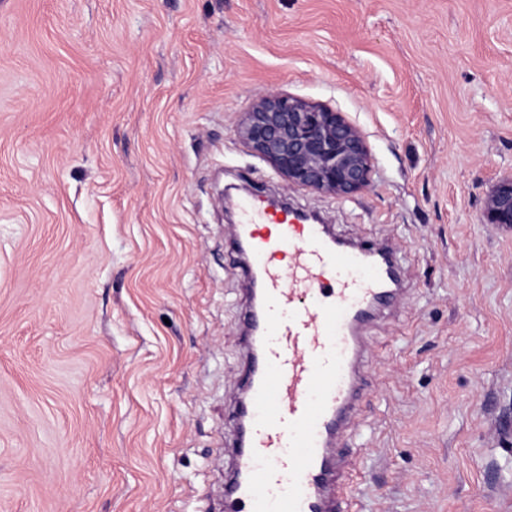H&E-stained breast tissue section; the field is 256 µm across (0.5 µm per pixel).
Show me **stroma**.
<instances>
[{"label":"stroma","instance_id":"1","mask_svg":"<svg viewBox=\"0 0 512 512\" xmlns=\"http://www.w3.org/2000/svg\"><path fill=\"white\" fill-rule=\"evenodd\" d=\"M373 159L338 198L234 129L270 92ZM512 0H0V512H224L249 280L222 194L390 243L355 512H512ZM491 224L512 226V181L501 182L494 190L487 211Z\"/></svg>","mask_w":512,"mask_h":512}]
</instances>
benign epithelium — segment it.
Returning a JSON list of instances; mask_svg holds the SVG:
<instances>
[{
  "label": "benign epithelium",
  "mask_w": 512,
  "mask_h": 512,
  "mask_svg": "<svg viewBox=\"0 0 512 512\" xmlns=\"http://www.w3.org/2000/svg\"><path fill=\"white\" fill-rule=\"evenodd\" d=\"M242 141L290 186L344 197L370 185L373 157L360 131L340 112L273 92L237 126ZM492 224L512 226V181L494 190Z\"/></svg>",
  "instance_id": "benign-epithelium-1"
}]
</instances>
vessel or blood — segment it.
<instances>
[{
  "label": "vessel or blood",
  "mask_w": 512,
  "mask_h": 512,
  "mask_svg": "<svg viewBox=\"0 0 512 512\" xmlns=\"http://www.w3.org/2000/svg\"><path fill=\"white\" fill-rule=\"evenodd\" d=\"M237 209L235 242L257 288L242 317L224 512H345L343 430L363 390V331L400 294L392 265L384 248L347 249L261 200Z\"/></svg>",
  "instance_id": "1"
}]
</instances>
